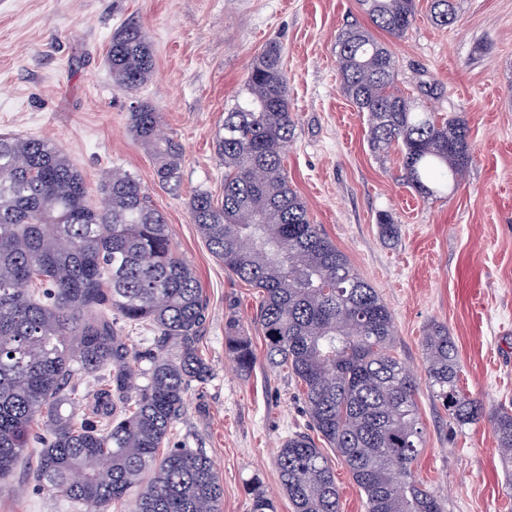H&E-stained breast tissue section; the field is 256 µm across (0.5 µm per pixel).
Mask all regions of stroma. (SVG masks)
Here are the masks:
<instances>
[{
  "instance_id": "35a3bbf8",
  "label": "stroma",
  "mask_w": 512,
  "mask_h": 512,
  "mask_svg": "<svg viewBox=\"0 0 512 512\" xmlns=\"http://www.w3.org/2000/svg\"><path fill=\"white\" fill-rule=\"evenodd\" d=\"M449 26L416 0L404 36H375L399 61L397 87L442 117L463 118L473 160L460 184L425 199L404 182L397 151L373 152L365 114L344 95L336 40L370 28L359 0H0V133L53 139L80 170L87 201L115 167L133 173L164 215L179 257L196 270L209 300L200 350L213 369L176 423L178 440L203 449L224 486L223 512H248L261 480L292 512L275 459L289 434L309 429L300 387L270 371L257 323L256 288L227 273L202 241L188 201L199 190L224 196L214 135L253 59L270 42L282 49L293 138L284 158L289 182L310 219L387 303L396 355L423 376V336L447 326L461 364L460 386L491 410L512 407V0H457ZM138 23L154 71L135 93L115 87L106 64L113 32ZM144 102L183 148L181 183L159 185L149 151L129 129ZM396 239L382 238L379 214ZM250 336L255 365L240 376L224 352L228 317ZM425 444L417 478L443 512H512V470L491 425L458 428L427 386L417 394ZM20 496L0 494V512H68L28 479Z\"/></svg>"
}]
</instances>
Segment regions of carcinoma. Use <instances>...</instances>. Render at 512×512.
Returning a JSON list of instances; mask_svg holds the SVG:
<instances>
[{"instance_id":"obj_1","label":"carcinoma","mask_w":512,"mask_h":512,"mask_svg":"<svg viewBox=\"0 0 512 512\" xmlns=\"http://www.w3.org/2000/svg\"><path fill=\"white\" fill-rule=\"evenodd\" d=\"M360 2L393 37L415 21V0ZM431 18L454 23L455 0H431ZM107 62L126 92L149 80L153 51L137 25L113 33ZM336 62L344 94L366 114L372 150H397L423 198L456 186L471 161L465 121L401 94L398 60L365 28L339 35ZM288 93L281 47L271 42L215 133L224 198L195 193L192 222L224 268L262 293L268 365L300 384L311 428L363 490L367 512H442L415 475L424 445L418 380L392 353L390 310L288 182ZM130 127L154 156L158 183L177 189L182 148L162 132L161 114L142 103ZM99 192L101 206H90L81 172L54 142L0 134V490L13 488L5 479L32 441V479L78 512H222L210 458L169 447L190 391L212 376L199 349L207 299L136 177L115 169ZM132 326L151 333L147 347L125 342ZM224 348L249 375L252 343L233 317ZM423 349L432 396L460 428L488 419L511 468L512 410L488 413L464 393L447 326L431 324ZM77 372L95 382L90 411L70 386ZM276 464L293 512H339L331 461L307 433L289 435ZM249 495V512H277L260 483Z\"/></svg>"}]
</instances>
